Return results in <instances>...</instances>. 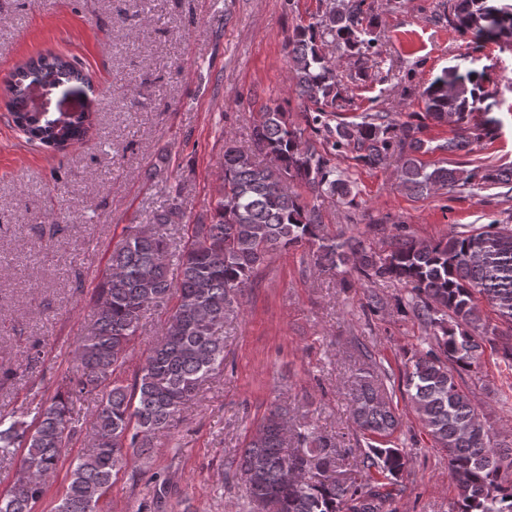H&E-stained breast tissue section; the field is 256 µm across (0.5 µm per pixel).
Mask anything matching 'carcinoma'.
I'll use <instances>...</instances> for the list:
<instances>
[{
	"instance_id": "1",
	"label": "carcinoma",
	"mask_w": 512,
	"mask_h": 512,
	"mask_svg": "<svg viewBox=\"0 0 512 512\" xmlns=\"http://www.w3.org/2000/svg\"><path fill=\"white\" fill-rule=\"evenodd\" d=\"M363 6L364 0H342L288 37L295 91L309 103L307 124L320 142L288 124L279 107H265L251 148L230 139L224 143V179L211 223L191 225L184 243H174L163 227L184 218L178 190L153 212L149 226L137 228L112 251L109 273L94 294L93 324L75 347L73 375L53 396L36 392L26 410L0 414V463L13 462L18 449L25 450L18 478L0 495V512H36L47 479L81 431L76 404L94 391L101 399L87 430L89 447L71 460L69 484L53 512H101L113 471L127 453L148 455L151 436L171 427L224 365L220 330L258 268L274 252L304 243L314 248V265L322 271L341 268L359 280L397 279L410 288L408 304L414 316L434 328V336L406 371L405 392L424 428L448 451L457 512H512V483L501 480L504 460L512 464V448H498L457 381L484 346L496 349L478 298L512 331V227L493 222L426 241L404 233L401 225L388 249L377 252L360 239L328 235L319 206L301 202L295 190L300 184L317 198L337 195L344 204L357 205L353 183L331 163V157L348 151L369 169L398 156L401 186L414 194L465 187L474 180L480 186L512 182V170L475 169L462 179L453 169H428L417 158L425 152L420 127L398 126L386 112L332 123L350 99L323 46L329 36L336 48L360 62L379 54L381 35ZM448 10L462 35L512 39V4L448 0ZM42 72L79 90L89 84L70 58L41 54L12 74L4 88L5 106L28 141L64 149L84 139L93 113H77L65 130L39 116L25 88ZM482 83L480 74L445 73L425 89L426 115L458 130L437 149L456 153L472 144L466 124ZM173 265L175 280L169 276ZM172 299L176 305L162 336L132 382L123 384L114 375L126 363L145 313ZM350 416L368 447L353 473L343 469L331 439L314 427L286 430L288 412L271 408L237 464L252 512H386L408 458L394 441L400 419L373 373L363 368L351 384Z\"/></svg>"
}]
</instances>
